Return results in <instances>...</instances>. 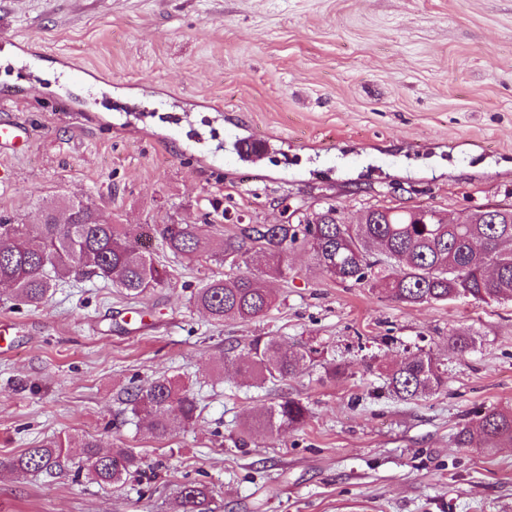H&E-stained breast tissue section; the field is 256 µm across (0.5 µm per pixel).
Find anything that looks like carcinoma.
<instances>
[{
  "label": "carcinoma",
  "instance_id": "1",
  "mask_svg": "<svg viewBox=\"0 0 512 512\" xmlns=\"http://www.w3.org/2000/svg\"><path fill=\"white\" fill-rule=\"evenodd\" d=\"M449 224L424 208L370 207L358 223L345 224L334 207L297 217V224H244L219 246L195 224H167L160 235L175 257H220L231 268L255 262L266 275H282L288 247L308 249L317 266L342 282L362 283L407 306L446 302L460 297L491 303L512 300V206L497 208L483 224ZM142 234L112 215L82 200L62 198L44 206L38 224L0 218V285L12 287L26 305L37 307L56 282L86 268L91 277L112 280L131 298H138L167 281L166 271L140 245ZM194 304L211 320L250 321L268 313L277 296L260 288L246 274H226L208 280L193 294ZM460 353L474 348L466 332L448 335ZM307 352L293 350L269 336H258L236 372L254 385L284 381ZM447 377L430 351L416 353L387 370L389 392L401 401H416L440 391ZM131 413L146 422L147 434L162 438L196 420L198 399L193 392L161 375L128 395ZM308 418L298 399L285 398L246 420L245 427L267 430L293 428ZM485 449L512 444V410L481 411L460 428L455 441L468 448L474 440ZM88 463V478L100 485L123 486L141 473V459L132 450L100 451L96 440L78 445L54 439L27 448L4 465L22 473L51 474L67 463ZM180 512H212L206 486L187 483L179 490Z\"/></svg>",
  "mask_w": 512,
  "mask_h": 512
}]
</instances>
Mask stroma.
Returning <instances> with one entry per match:
<instances>
[{"label":"stroma","mask_w":512,"mask_h":512,"mask_svg":"<svg viewBox=\"0 0 512 512\" xmlns=\"http://www.w3.org/2000/svg\"><path fill=\"white\" fill-rule=\"evenodd\" d=\"M0 31V92L26 88L10 115L30 140L0 155V217L30 224L77 198L147 229L168 271L135 300L79 273L37 308L0 286L19 328L0 355V460L94 438L155 473L113 488L0 468V512H175L191 482L214 512H512V445L454 440L476 412L512 408V301L409 307L294 247L276 280L247 269L277 293L265 317L217 323L193 294L223 264L172 261L156 233L199 224L218 240L329 205L347 224L375 206L454 221L512 206V0H0ZM249 133L271 141L262 159L237 152ZM454 331L474 349L450 348ZM258 336L317 354L252 387L233 361ZM420 349L446 386L392 399L386 368ZM163 374L202 412L155 439L123 402ZM285 397L307 406L303 426L244 430Z\"/></svg>","instance_id":"obj_1"}]
</instances>
